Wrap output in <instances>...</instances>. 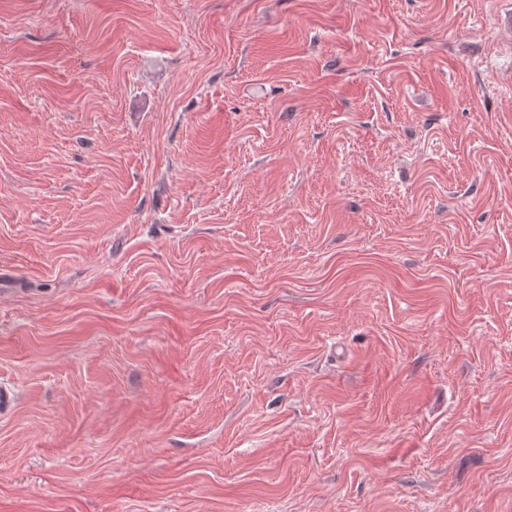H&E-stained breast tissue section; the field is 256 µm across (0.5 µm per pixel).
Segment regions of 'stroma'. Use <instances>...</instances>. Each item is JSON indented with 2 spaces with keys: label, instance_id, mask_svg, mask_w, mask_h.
<instances>
[{
  "label": "stroma",
  "instance_id": "35a3bbf8",
  "mask_svg": "<svg viewBox=\"0 0 512 512\" xmlns=\"http://www.w3.org/2000/svg\"><path fill=\"white\" fill-rule=\"evenodd\" d=\"M512 0H0V512H512Z\"/></svg>",
  "mask_w": 512,
  "mask_h": 512
}]
</instances>
